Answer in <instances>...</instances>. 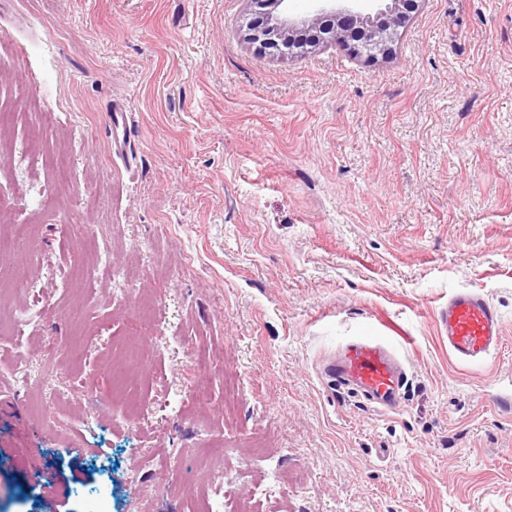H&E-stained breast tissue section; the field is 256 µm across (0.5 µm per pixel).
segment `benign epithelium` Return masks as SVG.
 <instances>
[{
	"label": "benign epithelium",
	"mask_w": 512,
	"mask_h": 512,
	"mask_svg": "<svg viewBox=\"0 0 512 512\" xmlns=\"http://www.w3.org/2000/svg\"><path fill=\"white\" fill-rule=\"evenodd\" d=\"M258 8L256 20L248 28L247 37L274 45L284 40L307 39L318 43L327 31L332 38L347 46L353 53L375 58L389 50L397 27L414 9L416 0H385V7L376 13H362L349 7L324 8L313 15L297 19L281 8L287 0H251Z\"/></svg>",
	"instance_id": "1"
}]
</instances>
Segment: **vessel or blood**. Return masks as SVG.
<instances>
[{"label": "vessel or blood", "mask_w": 512, "mask_h": 512, "mask_svg": "<svg viewBox=\"0 0 512 512\" xmlns=\"http://www.w3.org/2000/svg\"><path fill=\"white\" fill-rule=\"evenodd\" d=\"M439 328L448 339V351L461 365L487 362L503 334L498 309L470 290L455 292L439 311ZM324 373L336 389L359 394L370 407L394 411L400 408L408 374L389 343L364 336L328 358Z\"/></svg>", "instance_id": "vessel-or-blood-1"}]
</instances>
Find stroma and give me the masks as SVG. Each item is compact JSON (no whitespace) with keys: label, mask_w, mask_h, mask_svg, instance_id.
<instances>
[{"label":"stroma","mask_w":512,"mask_h":512,"mask_svg":"<svg viewBox=\"0 0 512 512\" xmlns=\"http://www.w3.org/2000/svg\"><path fill=\"white\" fill-rule=\"evenodd\" d=\"M252 10L0 0V512H512V0H418L373 59ZM365 333L398 411L320 373ZM439 328L448 339V352L461 365L487 362L503 334L498 309L480 294L459 290L439 311Z\"/></svg>","instance_id":"obj_1"}]
</instances>
